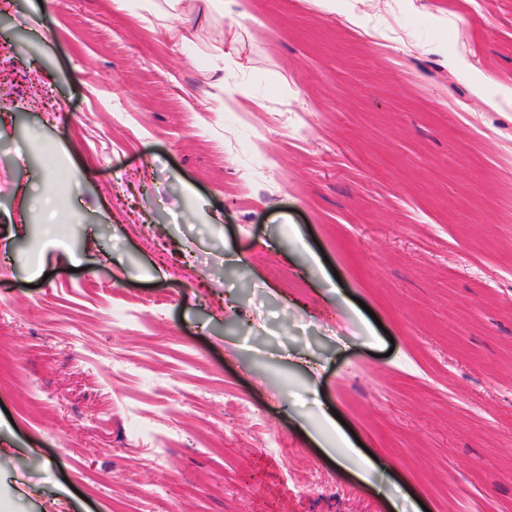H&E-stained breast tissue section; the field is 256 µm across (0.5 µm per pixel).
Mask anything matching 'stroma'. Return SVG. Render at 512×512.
<instances>
[{
	"mask_svg": "<svg viewBox=\"0 0 512 512\" xmlns=\"http://www.w3.org/2000/svg\"><path fill=\"white\" fill-rule=\"evenodd\" d=\"M181 8L0 0V512H512V0ZM322 413L326 425L333 432H340L337 428L336 421L326 412L323 411ZM338 435L341 437L342 442L346 445V447L344 448L348 449H346L343 453H338L336 451V464L342 469H349L351 465V460L353 459L354 456H357L361 461L356 466L358 470L357 474L361 479L367 480L366 475L369 474V468L372 467L371 464L353 448L352 444L342 435L341 432L338 433Z\"/></svg>",
	"mask_w": 512,
	"mask_h": 512,
	"instance_id": "stroma-1",
	"label": "stroma"
}]
</instances>
